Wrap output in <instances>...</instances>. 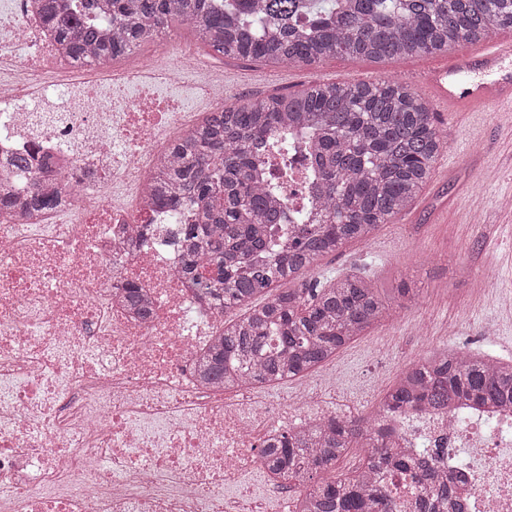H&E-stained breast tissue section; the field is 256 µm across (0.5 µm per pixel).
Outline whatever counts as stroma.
Returning <instances> with one entry per match:
<instances>
[{
  "mask_svg": "<svg viewBox=\"0 0 512 512\" xmlns=\"http://www.w3.org/2000/svg\"><path fill=\"white\" fill-rule=\"evenodd\" d=\"M430 57L367 60L339 56L314 66H280L228 59L226 103L273 93H296L318 82L394 79L421 91L419 73ZM470 113L439 116L448 144L432 178L411 211L378 227L368 241H351L318 261L307 282L363 273L382 295L400 283L415 288L413 299L395 303L389 317L342 348L310 378L318 389L367 415L401 368L442 346L491 353L512 363V112H485V136L470 137ZM495 266L494 297L476 300L473 281L460 270ZM497 334L485 343V322ZM456 326L447 336L448 326Z\"/></svg>",
  "mask_w": 512,
  "mask_h": 512,
  "instance_id": "1",
  "label": "stroma"
}]
</instances>
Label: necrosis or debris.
Wrapping results in <instances>:
<instances>
[{"instance_id": "necrosis-or-debris-1", "label": "necrosis or debris", "mask_w": 512, "mask_h": 512, "mask_svg": "<svg viewBox=\"0 0 512 512\" xmlns=\"http://www.w3.org/2000/svg\"><path fill=\"white\" fill-rule=\"evenodd\" d=\"M0 43L19 76L0 83V188L49 160L71 195L64 212L0 220V512H293L298 488L266 472L273 436L327 420L335 398L287 405L259 386L203 383L196 360L224 317L197 299L176 242L182 216L155 209L145 181L199 114L173 98L201 68L193 49L99 70L62 55L28 0H13ZM134 283L148 316L123 300ZM461 485L464 512H512V410L464 402L390 422ZM262 473L265 501L228 493Z\"/></svg>"}]
</instances>
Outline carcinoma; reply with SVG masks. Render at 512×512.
Segmentation results:
<instances>
[{
    "label": "carcinoma",
    "mask_w": 512,
    "mask_h": 512,
    "mask_svg": "<svg viewBox=\"0 0 512 512\" xmlns=\"http://www.w3.org/2000/svg\"><path fill=\"white\" fill-rule=\"evenodd\" d=\"M58 47L77 66L110 65L170 24H187L213 57L314 65L349 56L382 60L450 51L512 28V0H33ZM274 129L314 139L319 219L295 224L257 170ZM447 136L435 113L398 81L314 83L295 94H270L224 106L171 146L146 183L158 209L190 205L181 227L183 273L199 297L229 313L224 331L198 360L202 379L277 384L311 374L381 321L388 305L371 279L299 280L348 241H362L405 213L430 178ZM61 176L31 172L20 198L0 193V216L17 208L41 215L64 205ZM276 291L268 301L259 294ZM474 401L512 406V364L444 349L402 370L369 416L331 418L265 446L268 468L305 484L297 512H392L381 471L411 473L455 501L448 476L427 454L392 438L384 421L410 410ZM362 441L366 459L351 476L336 464Z\"/></svg>",
    "instance_id": "cac0c4a2"
}]
</instances>
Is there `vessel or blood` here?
<instances>
[{"label":"vessel or blood","mask_w":512,"mask_h":512,"mask_svg":"<svg viewBox=\"0 0 512 512\" xmlns=\"http://www.w3.org/2000/svg\"><path fill=\"white\" fill-rule=\"evenodd\" d=\"M422 81L443 112L512 110V35L429 68Z\"/></svg>","instance_id":"obj_1"}]
</instances>
